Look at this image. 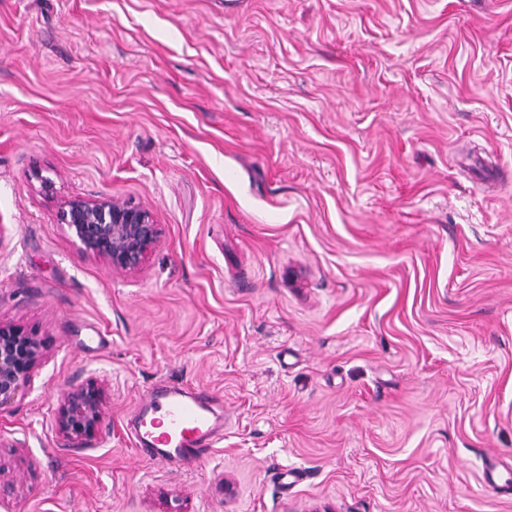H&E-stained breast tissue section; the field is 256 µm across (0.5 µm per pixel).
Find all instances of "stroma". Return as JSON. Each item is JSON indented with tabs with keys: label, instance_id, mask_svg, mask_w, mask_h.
<instances>
[{
	"label": "stroma",
	"instance_id": "obj_1",
	"mask_svg": "<svg viewBox=\"0 0 512 512\" xmlns=\"http://www.w3.org/2000/svg\"><path fill=\"white\" fill-rule=\"evenodd\" d=\"M97 196L141 271L61 224ZM0 320L46 343L0 512H512V0H0ZM159 380L222 399L191 466L125 430ZM59 215L85 253L122 272L142 269L161 235L150 210L111 196L62 199ZM105 398V386L98 383L79 386L67 392L57 410L59 433L73 445L93 438L102 427Z\"/></svg>",
	"mask_w": 512,
	"mask_h": 512
}]
</instances>
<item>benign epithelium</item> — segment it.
Wrapping results in <instances>:
<instances>
[{
	"mask_svg": "<svg viewBox=\"0 0 512 512\" xmlns=\"http://www.w3.org/2000/svg\"><path fill=\"white\" fill-rule=\"evenodd\" d=\"M59 215L85 253L122 272L142 269L161 235L150 210L110 196L63 199ZM44 351L36 335L0 321V412L30 386ZM105 398V386L98 383L67 392L57 410L59 433L73 445L94 437L102 427Z\"/></svg>",
	"mask_w": 512,
	"mask_h": 512,
	"instance_id": "7a95c632",
	"label": "benign epithelium"
}]
</instances>
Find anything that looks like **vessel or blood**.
I'll return each mask as SVG.
<instances>
[{
  "label": "vessel or blood",
  "mask_w": 512,
  "mask_h": 512,
  "mask_svg": "<svg viewBox=\"0 0 512 512\" xmlns=\"http://www.w3.org/2000/svg\"><path fill=\"white\" fill-rule=\"evenodd\" d=\"M216 404V397L183 384L153 385L130 418L135 448L155 463L191 464L224 439V414Z\"/></svg>",
  "instance_id": "b4317fda"
}]
</instances>
